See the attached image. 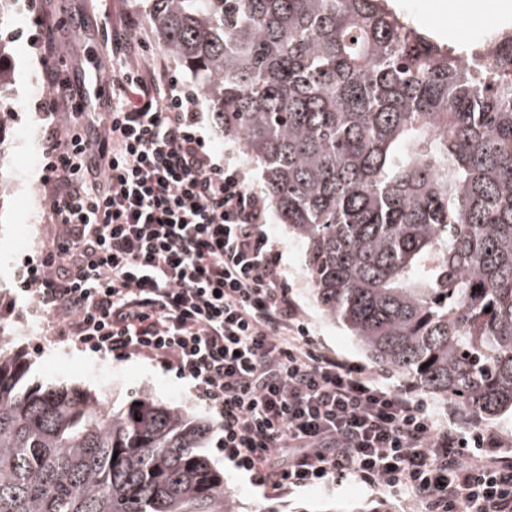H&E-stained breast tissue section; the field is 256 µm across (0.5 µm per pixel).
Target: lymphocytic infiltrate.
Masks as SVG:
<instances>
[{
  "mask_svg": "<svg viewBox=\"0 0 512 512\" xmlns=\"http://www.w3.org/2000/svg\"><path fill=\"white\" fill-rule=\"evenodd\" d=\"M127 13L93 144L49 124L56 236L20 288L91 351L176 370L222 419L225 458L275 489L354 477L426 512H512V444L438 425L425 399L320 349L288 295L265 203L209 150L200 102L143 68Z\"/></svg>",
  "mask_w": 512,
  "mask_h": 512,
  "instance_id": "obj_1",
  "label": "lymphocytic infiltrate"
}]
</instances>
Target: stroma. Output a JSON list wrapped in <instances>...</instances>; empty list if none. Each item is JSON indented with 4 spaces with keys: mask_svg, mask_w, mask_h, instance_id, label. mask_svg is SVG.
<instances>
[{
    "mask_svg": "<svg viewBox=\"0 0 512 512\" xmlns=\"http://www.w3.org/2000/svg\"><path fill=\"white\" fill-rule=\"evenodd\" d=\"M390 2L417 26L440 36L459 29L468 32L475 41L501 26L498 13L503 0H458V8L451 14L429 11L430 0ZM36 6L52 28L54 48L43 55L31 45V14L21 0H15L6 26L12 38L10 66L15 82L5 99L18 105L19 110L6 132L8 150L0 157V181L8 186L6 195L0 198V306L7 310L0 325L14 349L24 353L29 362V381L88 390L96 393L105 405L117 408L137 394L149 393L205 421L212 428L206 453L234 489L240 512H424L419 501L394 499L351 478L287 493L254 485L248 474L225 458L219 416L204 405L192 385L176 371L140 356L104 357L85 350L72 339L56 336L49 320L32 314L29 298L17 286L18 276L25 260L39 255L54 234L46 217L47 190L40 182L45 128L33 105L48 95L53 81L66 79L76 92L96 79H111V31L124 20L127 10L141 9L142 3L36 0ZM133 40L139 46L138 60L143 66L164 70L184 86L193 87L192 77L160 49L155 30L148 22H140ZM202 117L207 142L214 153L235 165L250 187L261 188L260 169L248 164L235 144L225 139L210 112H203ZM264 230L279 252L289 295L319 347L347 360L368 364V357L356 341L342 327L325 319L312 300L302 245L289 238L275 215H268Z\"/></svg>",
    "mask_w": 512,
    "mask_h": 512,
    "instance_id": "obj_1",
    "label": "stroma"
}]
</instances>
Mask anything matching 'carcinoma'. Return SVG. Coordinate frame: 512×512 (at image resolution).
<instances>
[{
	"label": "carcinoma",
	"mask_w": 512,
	"mask_h": 512,
	"mask_svg": "<svg viewBox=\"0 0 512 512\" xmlns=\"http://www.w3.org/2000/svg\"><path fill=\"white\" fill-rule=\"evenodd\" d=\"M145 2L322 313L426 396L512 415V31L443 43L388 0ZM10 51L0 34V94ZM28 370L1 335L0 512H237L207 425Z\"/></svg>",
	"instance_id": "cac0c4a2"
}]
</instances>
